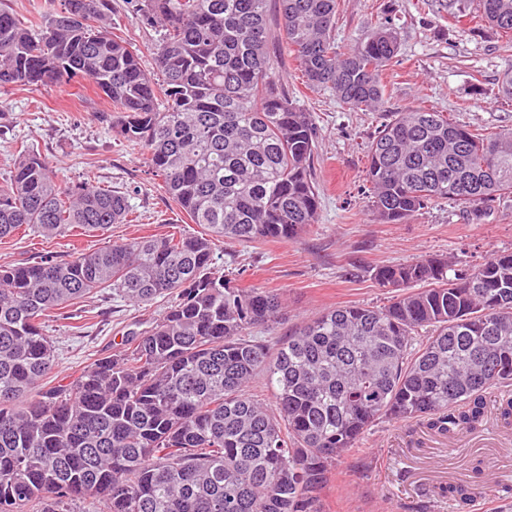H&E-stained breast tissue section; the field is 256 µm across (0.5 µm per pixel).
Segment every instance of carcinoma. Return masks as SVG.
Masks as SVG:
<instances>
[{"mask_svg":"<svg viewBox=\"0 0 512 512\" xmlns=\"http://www.w3.org/2000/svg\"><path fill=\"white\" fill-rule=\"evenodd\" d=\"M162 29L156 74L110 31L112 0H61L21 23L0 2V89L86 78L116 133L206 236L114 241L68 262L0 266V512H322L328 475L380 419L455 436L482 424L485 396L512 387V252L447 276L448 259L381 265L382 307L340 306L269 341L282 297L210 272L212 237L294 240L316 222L313 116L280 85L270 0H137ZM279 33L313 89L385 116L372 138V207L399 224L440 201L512 194V129L476 134L442 112L385 109L399 54L390 22L342 51L337 0H278ZM512 37V0H446ZM125 196L63 187L22 149L0 180V240L64 236L126 220ZM168 306L67 384L42 320L105 290ZM263 380L268 404L250 393Z\"/></svg>","mask_w":512,"mask_h":512,"instance_id":"cac0c4a2","label":"carcinoma"}]
</instances>
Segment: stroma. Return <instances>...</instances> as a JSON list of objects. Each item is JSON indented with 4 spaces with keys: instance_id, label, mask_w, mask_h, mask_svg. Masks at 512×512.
Segmentation results:
<instances>
[{
    "instance_id": "35a3bbf8",
    "label": "stroma",
    "mask_w": 512,
    "mask_h": 512,
    "mask_svg": "<svg viewBox=\"0 0 512 512\" xmlns=\"http://www.w3.org/2000/svg\"><path fill=\"white\" fill-rule=\"evenodd\" d=\"M111 19L114 34L146 71H154L157 27L142 20L132 0H112ZM385 20L392 21L400 44L398 63L383 74L389 111L425 108L485 134L512 128V97L499 83L512 65L511 39L477 18L466 26L455 23L441 0H338L336 43L347 48L365 26ZM271 50L282 58L283 91L317 125V220L293 241H217L212 270L282 296L286 319L273 337L329 308L386 304L389 292L373 279L377 266L442 255L452 268L471 270L493 254L512 252V196L490 203L479 217L443 201L404 223L380 222L366 180L367 146L379 113L351 111L330 90L308 88L280 38H273ZM112 116L108 100L87 80L0 91V178L22 144L49 163L61 185L88 182L117 191L130 208L129 223L99 236L77 231L47 239L19 232L0 241V265L48 255L65 262L116 240L201 234L153 176L145 151L113 132ZM165 307L161 299L142 306L105 292L60 310L44 324L59 354L55 378L70 379L111 355L122 336L146 329ZM448 485L465 490L469 502L435 497L437 488ZM507 485L512 488V437L496 421L481 432L461 431L452 447L415 421L382 419L329 475L322 506L324 512H474L475 501L495 498L505 500L503 512H512Z\"/></svg>"
}]
</instances>
